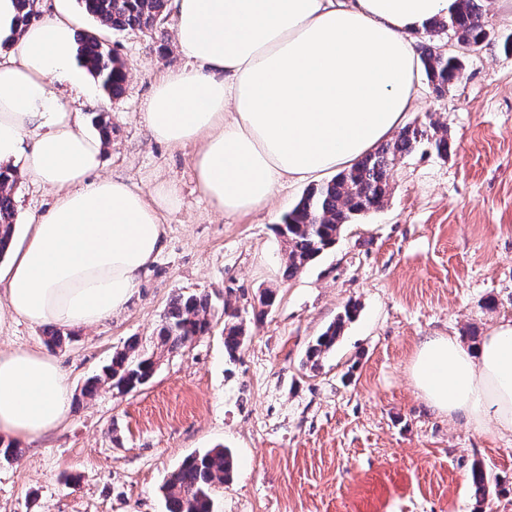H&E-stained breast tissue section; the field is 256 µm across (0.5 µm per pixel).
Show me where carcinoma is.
Listing matches in <instances>:
<instances>
[{
    "label": "carcinoma",
    "mask_w": 512,
    "mask_h": 512,
    "mask_svg": "<svg viewBox=\"0 0 512 512\" xmlns=\"http://www.w3.org/2000/svg\"><path fill=\"white\" fill-rule=\"evenodd\" d=\"M82 12L114 31L143 30L161 20L167 0H77ZM18 21L26 26L39 18L37 0H16ZM480 0H459L456 13L441 19L425 30L420 40V59L427 84L438 96L463 75L464 55L478 50L491 36L482 22ZM454 36L461 49L450 53L441 44L444 33ZM78 56L112 98L121 94L126 71L114 51L97 35L84 33L79 38ZM437 154L448 156V130L433 119L413 122L403 127L395 138L362 157L352 167L338 172L332 179L311 187L278 225L285 245L284 274L292 278L311 261L331 248L343 227L358 215L377 211L384 206L390 190V172L422 142ZM15 177L0 170V255L8 248L15 228L16 210L13 187ZM213 309L209 295L179 293L169 302L157 333L155 346L173 351L211 327ZM356 309L349 307L317 337L306 353V361L318 368L322 359L335 347L345 322ZM245 341L239 311L224 301V348L235 358ZM160 356L146 350L134 339L115 352L103 374L89 380L84 393L94 395L108 386L123 394L146 384ZM234 461L223 448H210L185 459L162 487L166 512H213L215 498L232 477Z\"/></svg>",
    "instance_id": "cac0c4a2"
}]
</instances>
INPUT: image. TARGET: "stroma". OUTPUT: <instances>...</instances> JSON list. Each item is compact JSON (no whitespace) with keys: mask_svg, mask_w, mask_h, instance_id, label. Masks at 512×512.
Here are the masks:
<instances>
[{"mask_svg":"<svg viewBox=\"0 0 512 512\" xmlns=\"http://www.w3.org/2000/svg\"><path fill=\"white\" fill-rule=\"evenodd\" d=\"M493 36L468 53L444 97L422 86L408 120L432 116L452 149L420 144L392 171L382 210L344 227L338 241L294 277L284 274L276 226L307 190L284 185L266 208L218 216L196 187L190 150L155 140L141 116L165 70L182 66L174 19L115 31L78 16L118 54L127 73L120 98L88 79L85 100L68 85L53 93L104 115L112 142L100 172L148 191L174 182L178 209L166 215V245L125 310L97 327L71 329L54 354L68 374L65 421L18 457L0 460V512H166L161 491L185 457L228 449L233 478L217 512H512V434L430 408L409 366L429 336L478 344L512 319V0H482ZM16 232L47 211L52 194L31 179L14 188ZM272 289L267 314L253 312ZM178 293H205L238 308L247 340L224 352V318L164 354L151 380L120 395L85 397L130 337L149 342ZM335 349L319 369L306 351L346 305ZM44 345V330L0 304V349ZM490 476L484 498L469 484L473 465Z\"/></svg>","mask_w":512,"mask_h":512,"instance_id":"1","label":"stroma"}]
</instances>
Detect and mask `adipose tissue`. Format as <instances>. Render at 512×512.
<instances>
[{"instance_id":"adipose-tissue-1","label":"adipose tissue","mask_w":512,"mask_h":512,"mask_svg":"<svg viewBox=\"0 0 512 512\" xmlns=\"http://www.w3.org/2000/svg\"><path fill=\"white\" fill-rule=\"evenodd\" d=\"M458 0H170L184 66L163 73L143 107L154 139L194 146L200 193L220 215L264 208L284 183L352 166L403 126L421 59L411 36ZM0 0V166L52 192L30 214L0 299L36 325L83 328L125 309L165 246L177 186L142 192L100 176L105 141L57 98L84 88L66 0L25 27ZM438 412L512 433V320L476 347L432 336L409 368ZM71 383L46 350L0 352V435L38 442L64 421Z\"/></svg>"}]
</instances>
